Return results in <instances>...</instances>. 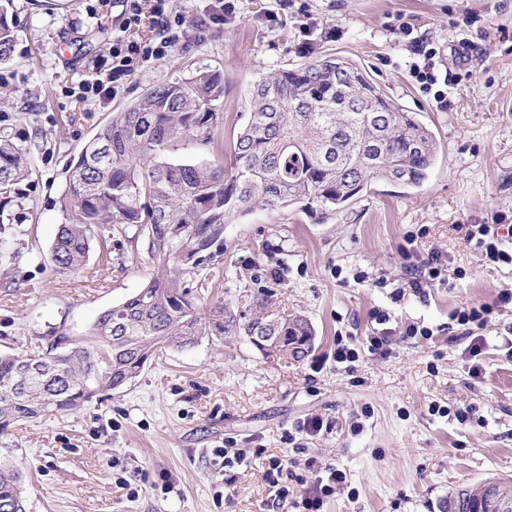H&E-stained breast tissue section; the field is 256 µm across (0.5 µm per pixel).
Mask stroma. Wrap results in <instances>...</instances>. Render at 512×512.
I'll return each mask as SVG.
<instances>
[{
    "label": "stroma",
    "mask_w": 512,
    "mask_h": 512,
    "mask_svg": "<svg viewBox=\"0 0 512 512\" xmlns=\"http://www.w3.org/2000/svg\"><path fill=\"white\" fill-rule=\"evenodd\" d=\"M223 25L195 20L211 0H165L185 24L170 52L137 64L102 103L71 97L112 42L124 0H14L15 42L0 63V128L29 150L28 177L7 205V237L18 259L0 266V353L43 352L59 337L83 338L97 316L156 274L131 260L124 241L92 249L75 274H57L50 246L63 216L57 199L69 160L113 113L146 89L200 69L224 77L215 141L180 139L170 158H228L247 120L249 90L282 65L309 61L311 48L369 69L387 94L435 133L438 159L418 187L380 181L319 223L255 209L224 227V278L199 304L224 299L248 314L261 291L274 309L306 316L315 345L301 361L268 356L245 336L209 337L168 349L119 391L77 411L24 421L0 434V461L17 468L27 512H296L272 506L264 474L271 459L289 471L290 492L332 466L344 488L324 512H440L449 492L512 477V311L482 332V373L451 313L492 303L512 289V267L485 266L462 225L491 213L512 223V0H233ZM432 49L437 82L423 91L409 73ZM415 244H408L409 235ZM412 259L439 251L465 278L426 297L390 293ZM366 282L356 283V273ZM385 277L386 287L372 286ZM387 312L396 329L387 356L337 362V342L362 345ZM431 338H406L411 323ZM443 406L440 414L432 405ZM469 409L467 421L454 412ZM320 418L323 428L306 424ZM245 453L221 467L214 452Z\"/></svg>",
    "instance_id": "35a3bbf8"
}]
</instances>
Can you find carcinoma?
I'll list each match as a JSON object with an SVG mask.
<instances>
[{
    "mask_svg": "<svg viewBox=\"0 0 512 512\" xmlns=\"http://www.w3.org/2000/svg\"><path fill=\"white\" fill-rule=\"evenodd\" d=\"M13 0H0V62L12 52ZM224 78L199 70L160 82L112 115L69 161L58 198L59 224L50 258L60 274L78 272L93 243L124 237L144 249L160 272L99 314L68 351L0 355V431L25 419L65 414L103 391L120 390L164 348L209 336H282V357L304 359L314 329L306 317L270 313L253 298L249 320L224 302L199 307L193 285L224 273V225L257 207L303 213L319 222L356 201L376 181L423 183L438 153L433 132L389 97L360 65L322 51L254 83L249 118L224 162L168 157L177 139L214 142ZM24 153L0 132V213L25 178ZM23 475L0 463V512H26ZM480 512L486 503L458 487L441 512Z\"/></svg>",
    "mask_w": 512,
    "mask_h": 512,
    "instance_id": "1",
    "label": "carcinoma"
}]
</instances>
